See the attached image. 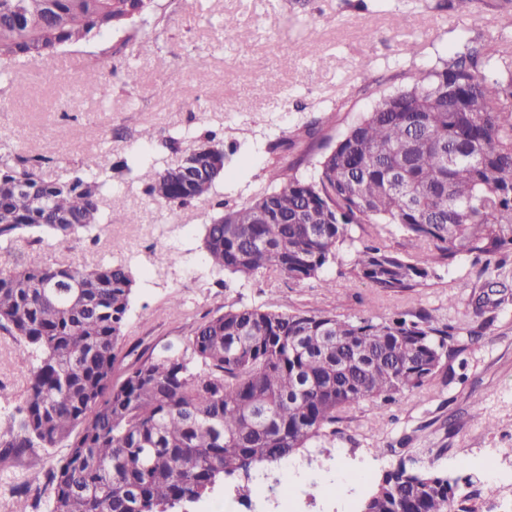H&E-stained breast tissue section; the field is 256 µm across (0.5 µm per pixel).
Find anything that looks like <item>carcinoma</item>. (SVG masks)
I'll use <instances>...</instances> for the list:
<instances>
[{
  "instance_id": "1",
  "label": "carcinoma",
  "mask_w": 512,
  "mask_h": 512,
  "mask_svg": "<svg viewBox=\"0 0 512 512\" xmlns=\"http://www.w3.org/2000/svg\"><path fill=\"white\" fill-rule=\"evenodd\" d=\"M154 0H0V82L22 59L112 31L126 49ZM497 60L487 76L484 62ZM183 165L160 168L133 153L109 168L40 175L49 156H0V243L51 233L95 243L100 209L114 174L134 177L170 209L211 194L224 178V140L196 137ZM276 186L248 204L224 208L205 225L211 267L248 280L320 277L353 241L355 224H393L424 245L414 259L381 246L358 252L352 275L399 292L448 262L512 252V54L473 47L383 94L336 141L317 175L273 167ZM136 281L127 262H49L40 252L0 268V329L34 357L23 405L0 428V446L70 448L49 472L51 512H179L219 481L290 456L327 433L340 416L371 402L422 389L435 376L455 327L429 313L340 318L228 308L191 327V353H158L116 380V347ZM487 282L475 301L482 315L501 300ZM371 512H475L457 505V480L404 461L371 493Z\"/></svg>"
}]
</instances>
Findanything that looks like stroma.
<instances>
[{"label":"stroma","mask_w":512,"mask_h":512,"mask_svg":"<svg viewBox=\"0 0 512 512\" xmlns=\"http://www.w3.org/2000/svg\"><path fill=\"white\" fill-rule=\"evenodd\" d=\"M164 17L144 26L125 55L108 49V33L64 48L36 64L19 62L13 85L0 86V155H52L48 179L77 166L102 168L137 148V133L150 127L159 167L176 166L195 141L178 150L164 146L174 132L213 130L232 154L229 175L209 197L178 209L153 202L132 180L104 195L108 219L98 243L45 239L41 250L59 263L94 266L113 258L119 241L131 262L136 287L119 342L115 376L165 346L185 350L190 324L220 315L222 306L376 320L400 312H428L452 324L465 349L449 357L423 390L389 403H363L342 415L329 442L300 449L292 458L300 484L301 512H343L323 488L343 482L353 507L373 492L398 461L431 468L458 481L478 512H512V490L492 492L478 461L495 458L512 487V254L490 262L472 257L437 258L435 274L399 293L351 279L358 250L369 241L355 230L321 278L269 284L214 270L202 248L204 226L217 200L251 202L272 189L271 144L286 138V159L300 175L315 174L322 149H310L306 125L338 139L369 112L380 93L393 92L417 71L441 66L466 45L493 41L512 52V0H156ZM232 30H225V21ZM195 66L183 67L186 57ZM135 69V85L123 82ZM98 80L96 97L79 89ZM141 221H126L129 211ZM490 266L506 296L492 321L475 316L473 301ZM188 315H173L172 298ZM36 362L20 357L16 340L0 330V423L7 422L26 391ZM65 445L0 453V512H50L48 483L28 486L31 474H47L66 458ZM244 475L216 485L187 512H275L279 492L261 490L244 500L236 486Z\"/></svg>","instance_id":"obj_1"}]
</instances>
